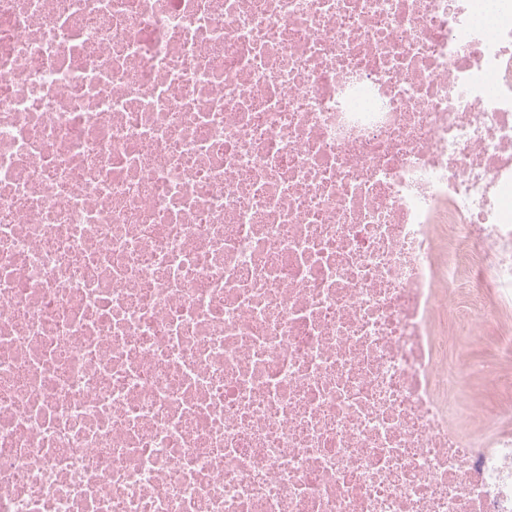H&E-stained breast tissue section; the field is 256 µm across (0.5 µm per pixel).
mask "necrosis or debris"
Masks as SVG:
<instances>
[{
    "label": "necrosis or debris",
    "instance_id": "1",
    "mask_svg": "<svg viewBox=\"0 0 512 512\" xmlns=\"http://www.w3.org/2000/svg\"><path fill=\"white\" fill-rule=\"evenodd\" d=\"M489 288L512 0H0V512H512ZM461 355L477 367V371L468 381V390L472 396L482 398L487 379L500 367L495 350L494 336L475 338L464 347Z\"/></svg>",
    "mask_w": 512,
    "mask_h": 512
}]
</instances>
